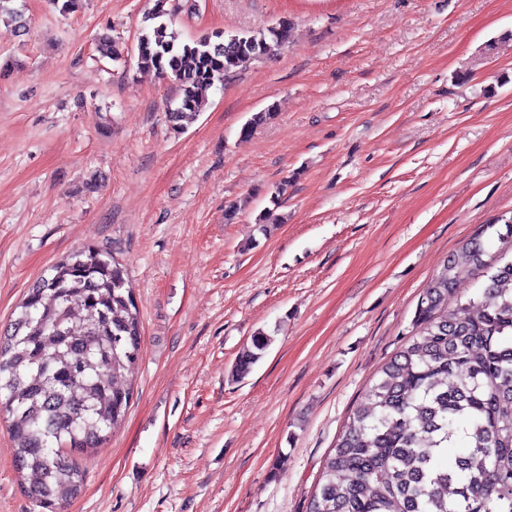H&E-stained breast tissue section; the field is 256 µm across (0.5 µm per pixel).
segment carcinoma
<instances>
[{
    "mask_svg": "<svg viewBox=\"0 0 512 512\" xmlns=\"http://www.w3.org/2000/svg\"><path fill=\"white\" fill-rule=\"evenodd\" d=\"M0 0V17L27 34L23 9ZM156 0L137 41V67L178 88L171 129L192 122L199 94L249 64L276 57L292 22L184 41ZM96 51L122 57L107 32ZM478 242L445 260L419 300L412 334L381 367L323 460L305 512H512V261L488 263ZM480 272L482 299L456 296ZM272 337L257 331L232 376L245 377ZM141 320L125 267L89 244L51 266L0 335V419L15 468L48 512L79 494L76 457L101 447L133 396Z\"/></svg>",
    "mask_w": 512,
    "mask_h": 512,
    "instance_id": "1",
    "label": "carcinoma"
}]
</instances>
